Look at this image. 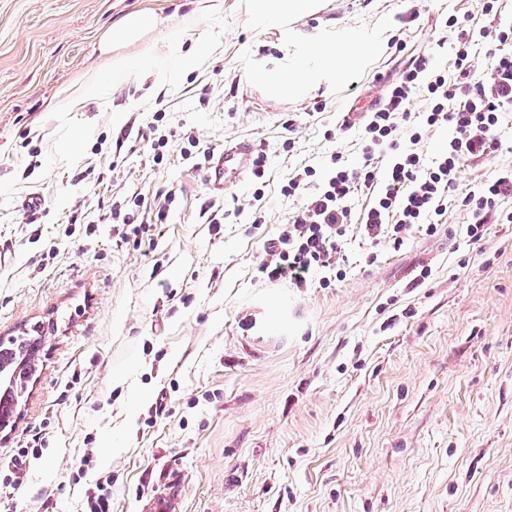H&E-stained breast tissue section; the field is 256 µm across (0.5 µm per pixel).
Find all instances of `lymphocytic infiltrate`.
I'll return each mask as SVG.
<instances>
[{"label":"lymphocytic infiltrate","instance_id":"f902f5d3","mask_svg":"<svg viewBox=\"0 0 512 512\" xmlns=\"http://www.w3.org/2000/svg\"><path fill=\"white\" fill-rule=\"evenodd\" d=\"M448 35L456 40L454 75L435 68L430 55L411 56L400 79L361 116L363 165H348L335 154L324 179L312 168L289 174L284 192L297 205L266 249L263 268L270 280L304 288L314 272L340 270L352 223L373 248L385 240L401 246L420 231L435 233L452 202L466 212L473 240L482 238L485 224L512 223V210L501 206L512 199L511 164L495 166L470 186L458 180L464 162L491 160L500 151L497 130L512 107V26L467 30L452 15ZM481 48L489 59L484 72L477 66ZM417 89L424 92L425 108L416 118L410 106ZM445 126L452 135L437 156L418 151L426 130ZM360 194L367 203L356 212L350 202Z\"/></svg>","mask_w":512,"mask_h":512}]
</instances>
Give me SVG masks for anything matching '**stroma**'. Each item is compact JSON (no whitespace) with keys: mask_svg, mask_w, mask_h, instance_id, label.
<instances>
[{"mask_svg":"<svg viewBox=\"0 0 512 512\" xmlns=\"http://www.w3.org/2000/svg\"><path fill=\"white\" fill-rule=\"evenodd\" d=\"M195 3L0 0V242L13 248L0 343L44 338L0 430V512H90L101 493L112 512H512V224L473 241L452 206L435 234L381 244L371 263L349 226L346 276L326 288L261 269L294 209L289 173L325 174L335 153L360 165L343 113L385 93L411 55L453 71L441 25H488L484 0H322L272 31L224 0L169 45L166 24ZM141 10L165 26L131 52L196 64L160 88L107 81L56 111L61 89L103 73L105 32ZM346 32L377 54L304 98L271 99L247 76L285 43ZM230 137L254 142L265 173L216 197L208 166ZM146 190L176 198L167 223L136 235ZM257 192L259 224L237 206ZM209 206L223 223H207ZM37 441L41 456L8 473Z\"/></svg>","mask_w":512,"mask_h":512,"instance_id":"1","label":"stroma"}]
</instances>
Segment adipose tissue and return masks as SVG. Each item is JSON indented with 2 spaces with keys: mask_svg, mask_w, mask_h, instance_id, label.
I'll return each mask as SVG.
<instances>
[{
  "mask_svg": "<svg viewBox=\"0 0 512 512\" xmlns=\"http://www.w3.org/2000/svg\"><path fill=\"white\" fill-rule=\"evenodd\" d=\"M318 6L319 0H246L251 20L262 29L280 27L288 19L315 12ZM157 26V17L147 11L131 13L114 25L101 42L107 74L84 82L82 98L101 96L109 77L119 79L145 74L153 78L155 85L161 86L179 70L190 66L191 61L187 58L170 60L148 52H129V45L154 32ZM376 50V43L354 35L341 41L320 38L302 52L290 56L286 65L270 68L262 63L253 64L248 76L272 97L298 96L324 78L364 65Z\"/></svg>",
  "mask_w": 512,
  "mask_h": 512,
  "instance_id": "adipose-tissue-1",
  "label": "adipose tissue"
}]
</instances>
